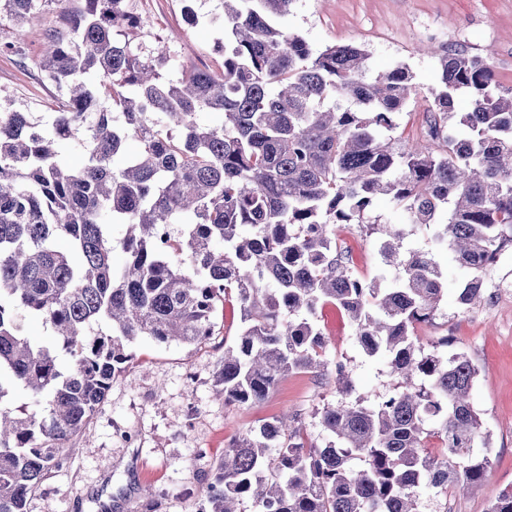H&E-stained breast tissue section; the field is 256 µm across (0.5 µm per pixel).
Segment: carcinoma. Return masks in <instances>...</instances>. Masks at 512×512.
<instances>
[{"label": "carcinoma", "mask_w": 512, "mask_h": 512, "mask_svg": "<svg viewBox=\"0 0 512 512\" xmlns=\"http://www.w3.org/2000/svg\"><path fill=\"white\" fill-rule=\"evenodd\" d=\"M58 2L0 0V16L20 33ZM292 2L221 0L222 62L174 81L163 70L180 63L163 41L118 38L144 26L128 0H81L43 35L37 65L59 93L49 118L0 106V512H27L64 466L129 345H199L230 299L241 328L215 372L224 404L260 402L294 372L328 376L326 305L391 382L369 403L336 361L341 399L316 411L329 440L293 416L259 421L224 449L200 512L246 501L253 512H421L422 494L446 500L482 481L478 369L443 351L448 337L425 346L414 329L447 295L438 251L469 273L462 311L512 251V85L462 44L426 47L438 85L410 140L396 134L415 91L409 66L373 74L359 46L313 51L275 23ZM460 92L471 111H455ZM379 198L432 228L435 249L406 248L402 225L371 219ZM353 224L382 235L390 283L356 275L336 246ZM27 320L50 336L29 337ZM431 438L441 453L427 451ZM487 512H512V489Z\"/></svg>", "instance_id": "cac0c4a2"}]
</instances>
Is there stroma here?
Masks as SVG:
<instances>
[{"label": "stroma", "mask_w": 512, "mask_h": 512, "mask_svg": "<svg viewBox=\"0 0 512 512\" xmlns=\"http://www.w3.org/2000/svg\"><path fill=\"white\" fill-rule=\"evenodd\" d=\"M132 7L145 21L140 41L170 40L180 66L168 70V78L178 79L185 68L215 67L213 20L222 14L220 0H198L201 20L193 26L179 0H132ZM56 17L51 11L27 25L22 41L27 61L0 54V98L12 100L14 107L43 115L57 94L36 64L43 32ZM278 23L316 51L364 46L375 73L406 63L424 93L437 83L435 59L417 51L428 37L468 46L490 61L501 83L512 85V0H293ZM380 242V235L352 231L348 246L361 277L388 275ZM438 261L448 276V294L433 322L418 326L417 335L425 343L447 337L449 352L468 354L479 370L473 402L492 434L491 464L483 480L450 499L449 506L451 512H486L502 490L512 487V252L490 268L486 299L465 312L458 309L456 294L466 271L452 254L439 253ZM238 323L236 309L228 304L216 314L213 336L199 346L148 338L131 345V362L70 442L67 464L46 476L29 499L27 512H197L225 447L258 420L294 412L313 439L323 440L315 411L338 395L334 383L311 374L288 375L262 402L225 406L214 374ZM318 323L328 340L327 359H347L357 395L376 401L388 382L384 361L359 349L349 321L335 307H324Z\"/></svg>", "instance_id": "stroma-1"}]
</instances>
